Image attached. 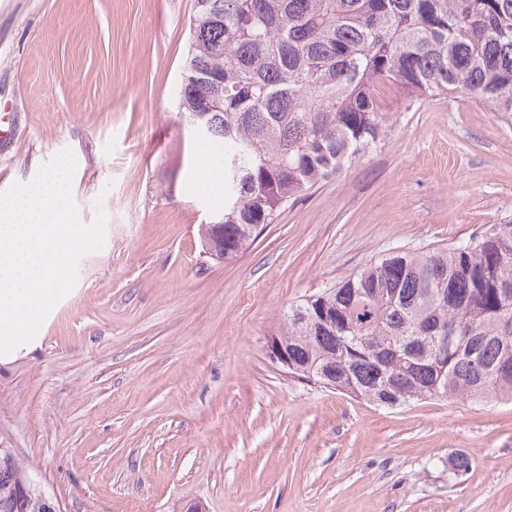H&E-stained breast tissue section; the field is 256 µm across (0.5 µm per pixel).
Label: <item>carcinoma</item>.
Instances as JSON below:
<instances>
[{"mask_svg": "<svg viewBox=\"0 0 512 512\" xmlns=\"http://www.w3.org/2000/svg\"><path fill=\"white\" fill-rule=\"evenodd\" d=\"M392 88L512 115V0H195L180 115L224 144V239L243 253L288 202L380 144ZM294 373L375 405L512 398V224L388 256L288 306ZM0 448V512H50Z\"/></svg>", "mask_w": 512, "mask_h": 512, "instance_id": "1", "label": "carcinoma"}]
</instances>
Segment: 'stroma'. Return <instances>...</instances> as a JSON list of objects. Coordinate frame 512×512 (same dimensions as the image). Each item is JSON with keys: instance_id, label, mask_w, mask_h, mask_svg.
I'll list each match as a JSON object with an SVG mask.
<instances>
[{"instance_id": "35a3bbf8", "label": "stroma", "mask_w": 512, "mask_h": 512, "mask_svg": "<svg viewBox=\"0 0 512 512\" xmlns=\"http://www.w3.org/2000/svg\"><path fill=\"white\" fill-rule=\"evenodd\" d=\"M193 12L0 0V193L68 149L81 221L107 215L74 289L0 354V448L60 512H512V399L384 408L268 352L290 304L390 249L512 222V116L386 94L381 146L214 261L222 155L178 112Z\"/></svg>"}]
</instances>
